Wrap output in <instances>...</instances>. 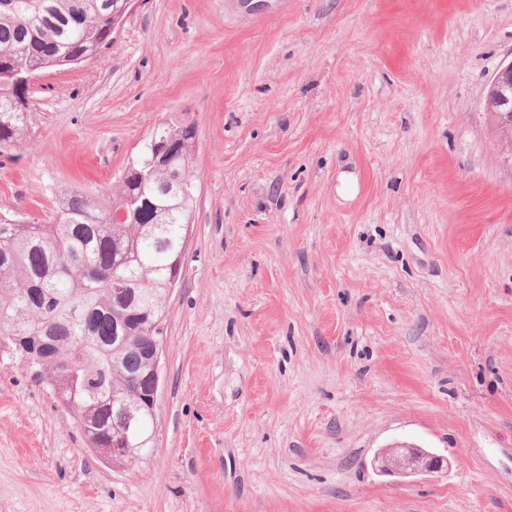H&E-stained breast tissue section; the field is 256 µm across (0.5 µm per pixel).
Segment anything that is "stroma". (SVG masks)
Returning <instances> with one entry per match:
<instances>
[{
    "instance_id": "35a3bbf8",
    "label": "stroma",
    "mask_w": 512,
    "mask_h": 512,
    "mask_svg": "<svg viewBox=\"0 0 512 512\" xmlns=\"http://www.w3.org/2000/svg\"><path fill=\"white\" fill-rule=\"evenodd\" d=\"M511 61L512 0H135L39 73L0 213L53 223L174 120L195 205L154 447L112 467L0 351V512H512ZM486 109L494 117L501 149L512 166V61L503 66L491 80ZM375 466L383 473L412 475L441 471L447 458L409 445H393L381 448L374 458Z\"/></svg>"
}]
</instances>
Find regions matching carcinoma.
Segmentation results:
<instances>
[{
  "label": "carcinoma",
  "mask_w": 512,
  "mask_h": 512,
  "mask_svg": "<svg viewBox=\"0 0 512 512\" xmlns=\"http://www.w3.org/2000/svg\"><path fill=\"white\" fill-rule=\"evenodd\" d=\"M124 0H0V144L25 138L29 73L88 61L112 43ZM192 127L164 124L154 140L175 155L172 169L140 161L102 197L64 190L56 222L0 216V338L20 355H42L38 379L77 418L88 447H112L120 405L149 387L154 324L167 320L166 288L183 267L184 225L194 206ZM125 207L136 223L115 224ZM134 455L152 447L156 412L135 410Z\"/></svg>",
  "instance_id": "obj_1"
}]
</instances>
